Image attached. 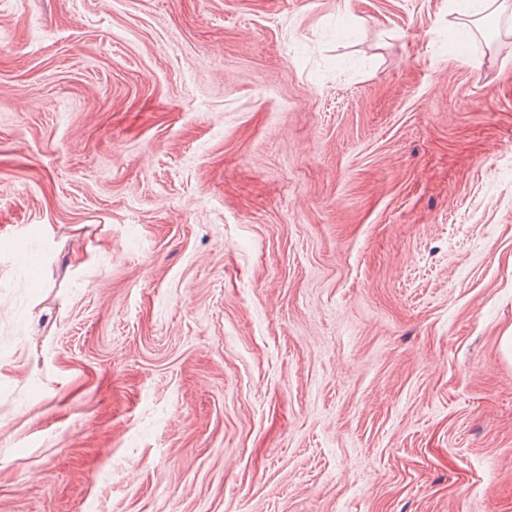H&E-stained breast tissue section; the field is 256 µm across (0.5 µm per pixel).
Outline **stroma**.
<instances>
[{
    "instance_id": "stroma-1",
    "label": "stroma",
    "mask_w": 512,
    "mask_h": 512,
    "mask_svg": "<svg viewBox=\"0 0 512 512\" xmlns=\"http://www.w3.org/2000/svg\"><path fill=\"white\" fill-rule=\"evenodd\" d=\"M0 512H512V18L0 0Z\"/></svg>"
}]
</instances>
